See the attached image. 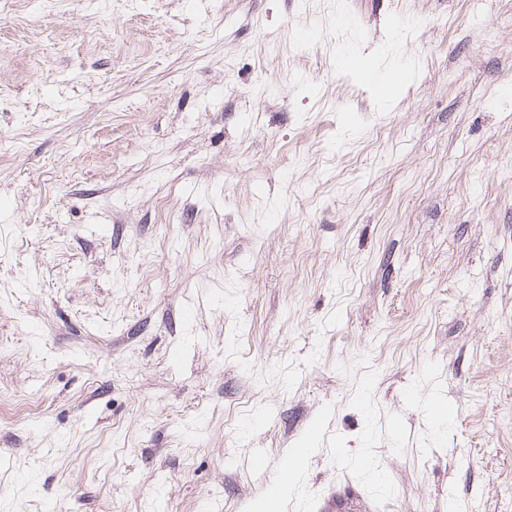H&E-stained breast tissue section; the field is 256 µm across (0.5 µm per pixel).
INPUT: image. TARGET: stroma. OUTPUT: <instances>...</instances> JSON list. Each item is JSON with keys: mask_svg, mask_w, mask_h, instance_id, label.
Returning a JSON list of instances; mask_svg holds the SVG:
<instances>
[{"mask_svg": "<svg viewBox=\"0 0 512 512\" xmlns=\"http://www.w3.org/2000/svg\"><path fill=\"white\" fill-rule=\"evenodd\" d=\"M286 456L512 512V0H0V512Z\"/></svg>", "mask_w": 512, "mask_h": 512, "instance_id": "1", "label": "stroma"}]
</instances>
